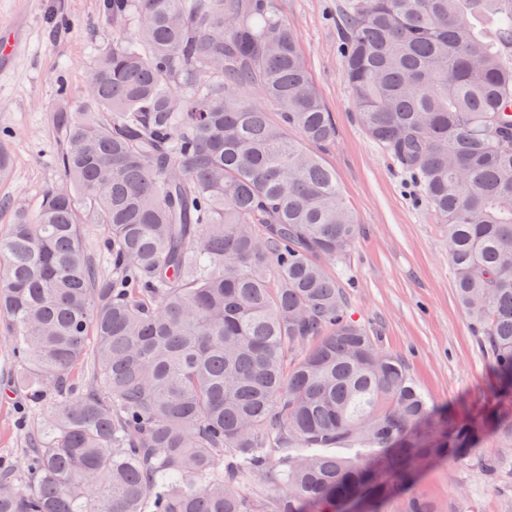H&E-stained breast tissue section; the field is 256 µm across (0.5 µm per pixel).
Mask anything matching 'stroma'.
Here are the masks:
<instances>
[{
  "mask_svg": "<svg viewBox=\"0 0 512 512\" xmlns=\"http://www.w3.org/2000/svg\"><path fill=\"white\" fill-rule=\"evenodd\" d=\"M347 0H276L297 37L323 104L336 123L324 158L360 224L336 275L355 319L401 357L432 410L457 420L512 417V395L496 386L491 361L455 298L446 231L418 188L363 131L343 81L339 15ZM104 0H0V28L15 53L0 58V235L18 209H34L61 177L53 125L60 85L81 98L99 49L112 41ZM0 322V465L20 464L41 423L19 387L22 373ZM432 512H512V434L491 428L464 463L424 457L410 484L381 512H404L411 496Z\"/></svg>",
  "mask_w": 512,
  "mask_h": 512,
  "instance_id": "stroma-1",
  "label": "stroma"
}]
</instances>
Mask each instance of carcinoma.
I'll use <instances>...</instances> for the list:
<instances>
[{
	"mask_svg": "<svg viewBox=\"0 0 512 512\" xmlns=\"http://www.w3.org/2000/svg\"><path fill=\"white\" fill-rule=\"evenodd\" d=\"M104 12L118 34L54 116L62 179L0 236V315L43 409L0 512H381L420 458L463 461L483 427L431 418L328 265L359 224L276 0ZM340 54L364 132L446 225L512 394V0H349ZM261 478L268 509L244 492ZM82 243L85 252L96 262L102 264L100 269L102 272L107 270L102 261L103 255V233L97 224H83L82 229Z\"/></svg>",
	"mask_w": 512,
	"mask_h": 512,
	"instance_id": "obj_1",
	"label": "carcinoma"
}]
</instances>
